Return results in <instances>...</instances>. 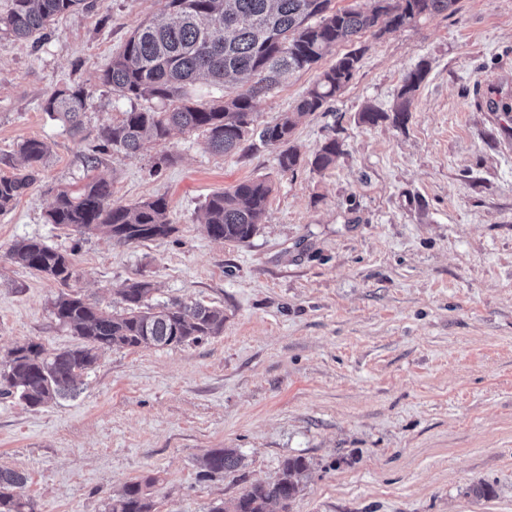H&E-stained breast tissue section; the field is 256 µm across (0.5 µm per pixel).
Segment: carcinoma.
<instances>
[{
    "label": "carcinoma",
    "mask_w": 512,
    "mask_h": 512,
    "mask_svg": "<svg viewBox=\"0 0 512 512\" xmlns=\"http://www.w3.org/2000/svg\"><path fill=\"white\" fill-rule=\"evenodd\" d=\"M367 12L335 10L332 0H164L161 15L142 22L123 49L103 72V83L130 101L156 100L160 108L131 109L122 118L99 129V147L135 152L144 140L162 141L174 129L200 131L205 144L217 154L239 149L256 132L255 101L268 94L279 78L292 71L309 70L337 44L352 41L380 23L384 28L412 26L427 16L452 9L457 0H371ZM91 9L89 0H7L0 15V30L19 39L46 36L55 18L79 8ZM356 49L322 70L295 111L266 123L259 132L265 144L278 150L283 173L292 172L301 158L291 145L297 118L326 109L349 84L358 68ZM428 72L422 63L403 79L399 103L389 116L372 106L360 113L364 124L392 118L396 126L409 119L415 92ZM228 78L241 89L208 105L193 100L191 89L204 81L221 87ZM87 95L80 87L55 91L43 103V111L59 117L79 133ZM340 152L333 137L327 138L309 164L322 171ZM24 167L11 176H0V212L13 203L37 179L49 154V146L28 139L19 147ZM272 192L265 178L245 180L209 196L199 211V222L215 240L244 244L255 235ZM168 202L157 197L134 206L112 203V184L90 177L76 190L56 193L47 222L78 233L97 230L113 241L129 244L166 238L176 231L167 219ZM15 264L67 287L79 277L69 253L34 238H23L10 248ZM152 291L148 280L133 281L119 291L122 311L109 312L75 291L60 292L52 301L59 324L77 336L79 343L53 356L33 341L15 346L0 362V396L14 397L30 408L45 406L76 395L77 380L96 365L99 353L131 347H176L217 336L224 329V310L202 303L172 300L159 309H143ZM241 454L234 448L207 453L202 466L207 476L234 471ZM310 469L303 457L283 460L278 478L256 482L239 497L214 506L211 512H287L301 491V479ZM27 477L0 467V512H34L23 494ZM154 504L139 481L127 484L109 499L106 512H153Z\"/></svg>",
    "instance_id": "obj_1"
}]
</instances>
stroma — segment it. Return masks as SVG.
Listing matches in <instances>:
<instances>
[{"mask_svg":"<svg viewBox=\"0 0 512 512\" xmlns=\"http://www.w3.org/2000/svg\"><path fill=\"white\" fill-rule=\"evenodd\" d=\"M161 8L96 0L38 44L0 31V174L18 171L23 140L50 147L39 179L0 212V359L28 341L49 354L78 342L50 311L59 284L8 259L23 238L71 252L74 291L100 306L145 277L153 303L223 308L224 330L106 351L73 399L0 397V467L26 475L36 512H105L145 479L154 512H209L290 456L311 471L289 512H512V0H458L337 46L322 67L357 48L359 67L330 111L298 123L292 173L258 139L223 156L198 132L96 154L100 127L132 107L101 73ZM422 62L408 122L362 123L365 106L392 111ZM317 75L282 78L256 100V125L292 111ZM66 86L88 96L78 136L42 109ZM329 136L341 152L312 170ZM91 155L114 204L166 198L176 232L117 244L47 223ZM258 177L272 193L254 237H209L205 199ZM214 448L238 449L241 467L204 477L198 461ZM480 483L488 496L473 494Z\"/></svg>","mask_w":512,"mask_h":512,"instance_id":"1","label":"stroma"}]
</instances>
